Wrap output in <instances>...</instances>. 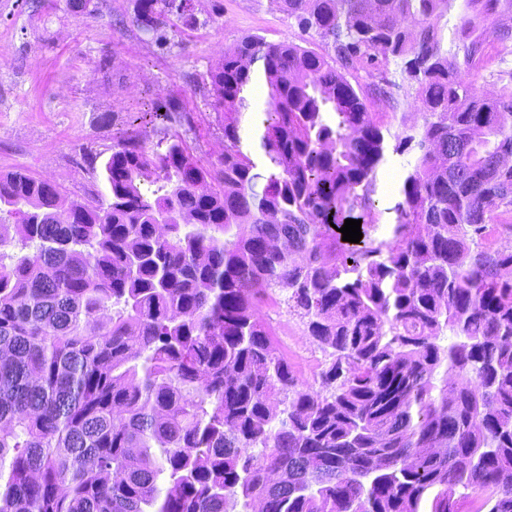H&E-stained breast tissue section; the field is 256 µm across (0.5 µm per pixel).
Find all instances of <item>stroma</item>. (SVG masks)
I'll return each mask as SVG.
<instances>
[{"label":"stroma","instance_id":"stroma-1","mask_svg":"<svg viewBox=\"0 0 512 512\" xmlns=\"http://www.w3.org/2000/svg\"><path fill=\"white\" fill-rule=\"evenodd\" d=\"M131 10V0H98L87 16L66 10L64 0H0V174L21 169L57 181L68 200H90L104 187L102 167L119 132L160 95L190 113L181 129L187 143L218 161L224 139L205 73L222 48L245 35L277 42L299 34L253 0H204L198 24L162 52L137 28L114 26L115 15ZM381 170L394 182L378 184L375 193L384 234L405 172L394 155ZM261 313L299 384L318 386L327 357L302 320L279 294Z\"/></svg>","mask_w":512,"mask_h":512}]
</instances>
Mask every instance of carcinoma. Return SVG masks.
<instances>
[{"label": "carcinoma", "instance_id": "obj_1", "mask_svg": "<svg viewBox=\"0 0 512 512\" xmlns=\"http://www.w3.org/2000/svg\"><path fill=\"white\" fill-rule=\"evenodd\" d=\"M174 2L115 23L163 51L196 22ZM253 2L300 41L249 34L208 69L219 164L160 97L163 136H121L92 202L0 175V512H512V0ZM402 93L397 123L373 111ZM276 292L329 357L319 390L260 314ZM391 175L394 185L392 189H388L383 183V175L385 173ZM405 176L404 170L400 167L398 157L391 153L387 157V162L384 163L378 170L377 175V188L374 198L377 201L375 222L381 224L378 234L388 232V224L395 222L394 206L403 198L401 194V185Z\"/></svg>", "mask_w": 512, "mask_h": 512}]
</instances>
